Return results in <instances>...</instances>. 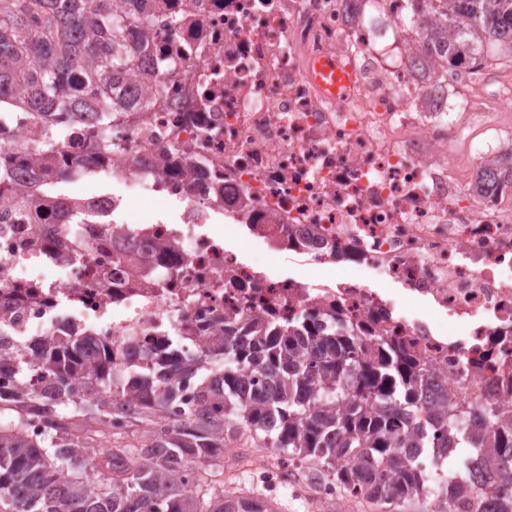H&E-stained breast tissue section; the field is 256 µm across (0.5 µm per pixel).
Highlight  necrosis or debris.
I'll list each match as a JSON object with an SVG mask.
<instances>
[{
	"instance_id": "obj_1",
	"label": "necrosis or debris",
	"mask_w": 512,
	"mask_h": 512,
	"mask_svg": "<svg viewBox=\"0 0 512 512\" xmlns=\"http://www.w3.org/2000/svg\"><path fill=\"white\" fill-rule=\"evenodd\" d=\"M163 0L148 42L165 57L152 78L125 77L112 150L93 126L60 113L49 160L26 145L42 121L0 100V176L36 175L0 211V355L63 329L111 341L116 365L143 364L175 342L207 349L225 318L339 312L368 335L406 342L431 374L430 402L512 412V192L470 193L473 168L499 145L461 155L467 111L460 77L425 74L403 19L406 0ZM352 74L343 99L321 90L314 59ZM97 177L85 216L41 200L51 169ZM176 203L177 223L125 221L129 201ZM248 225L270 252L352 277L279 276L241 258L214 215ZM398 287L388 294L385 283ZM242 463L287 489L285 458L226 449L205 462Z\"/></svg>"
}]
</instances>
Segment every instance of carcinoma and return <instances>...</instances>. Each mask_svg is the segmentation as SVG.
I'll use <instances>...</instances> for the list:
<instances>
[{
	"mask_svg": "<svg viewBox=\"0 0 512 512\" xmlns=\"http://www.w3.org/2000/svg\"><path fill=\"white\" fill-rule=\"evenodd\" d=\"M114 0H0V98L14 96L26 112L45 113L36 142L41 154L56 151V105L75 99L73 76L95 89L86 117L96 120L94 148L109 147L112 113L122 111L116 85L130 71L151 68L145 41L154 25L151 0H131L132 13L113 10ZM419 57L437 76L461 64L483 65L485 46L512 50V0H407ZM512 187V140L478 174L475 190L492 196ZM91 336H55L34 354L13 358L14 386L0 391V406L24 414L56 405L64 419L93 421L108 431L107 445L88 457L87 446L49 431L36 439L0 425V512H274L261 494L217 491L203 479L196 494L174 473L194 468L224 447V432L248 427L258 447L336 482L355 498L416 512L428 499L422 465L397 448L447 461L455 449L472 453L484 468L462 474L468 459L447 470L436 487L440 500L479 488L492 474L498 494L489 512H512V416L489 404L462 422L453 408L426 421L423 373L402 343L376 337L365 343L353 324L336 317L323 333L318 317L294 322L227 321L224 334L198 357L174 350L140 369L112 372V344L91 392L77 394L69 380L81 375ZM192 380L198 411L182 398L179 383ZM174 415V429L155 431L157 446L133 442L138 427Z\"/></svg>",
	"mask_w": 512,
	"mask_h": 512,
	"instance_id": "cac0c4a2",
	"label": "carcinoma"
}]
</instances>
